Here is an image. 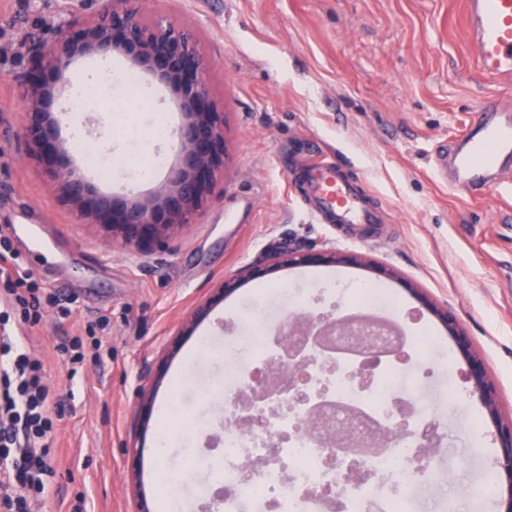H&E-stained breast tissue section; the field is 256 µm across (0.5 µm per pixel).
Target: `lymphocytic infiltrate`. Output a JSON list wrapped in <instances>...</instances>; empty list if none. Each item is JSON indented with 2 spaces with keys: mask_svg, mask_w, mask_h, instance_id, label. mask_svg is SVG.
<instances>
[{
  "mask_svg": "<svg viewBox=\"0 0 512 512\" xmlns=\"http://www.w3.org/2000/svg\"><path fill=\"white\" fill-rule=\"evenodd\" d=\"M8 255L0 251V281L6 300L21 307L28 321H37L39 300L28 278L14 276ZM0 512H33L44 491V478L53 471L48 439L53 420L48 412L49 391L43 365L27 353L0 348Z\"/></svg>",
  "mask_w": 512,
  "mask_h": 512,
  "instance_id": "1",
  "label": "lymphocytic infiltrate"
}]
</instances>
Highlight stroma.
Segmentation results:
<instances>
[{
    "instance_id": "35a3bbf8",
    "label": "stroma",
    "mask_w": 512,
    "mask_h": 512,
    "mask_svg": "<svg viewBox=\"0 0 512 512\" xmlns=\"http://www.w3.org/2000/svg\"><path fill=\"white\" fill-rule=\"evenodd\" d=\"M104 0H0V236L40 297L37 324L0 302L19 348L44 367L54 421V474L38 512H202L210 495L206 473H184L189 450L214 458L208 440L224 412L212 382L224 378V350L251 333L257 312L271 321L302 312H344L354 282L378 284L399 305L394 319L412 335L448 333L420 296L448 309L473 339L512 417V169L485 198L471 199L453 179L435 173L432 158L460 140L479 102L512 107V83L483 77L465 33L463 0H150L155 18L190 31L209 64L213 97L224 113V182L197 223L162 244L132 250L112 242L100 225L79 221L52 183L24 155V104L19 76L30 66V41L52 39L73 17L94 18ZM102 65L77 58L51 80L61 127L79 86ZM156 111L126 106L128 133L120 156L133 149L164 152L152 131L174 112V95L159 80L145 86ZM353 173L384 214L369 239L353 226L314 220L301 173L317 158ZM27 222L52 238L45 260L13 236ZM356 256L339 266L283 268L242 279L223 301L225 279L288 242ZM390 270L377 275L376 267ZM208 316L192 335L184 321L202 303ZM205 351L192 354L200 337ZM80 339L84 359L71 364L67 346ZM427 392L436 404L456 398L461 418L449 423L458 440L468 419L483 417L454 368L461 353L433 358ZM165 367L149 391L144 370ZM179 398L193 415L162 421V401ZM171 440L168 458L154 453L159 427ZM491 426L483 445L452 463L439 462V487L417 475L404 495L421 512L437 490L471 512L458 487L491 476L496 456ZM173 480L162 481V472Z\"/></svg>"
}]
</instances>
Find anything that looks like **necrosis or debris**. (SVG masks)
Instances as JSON below:
<instances>
[{
	"instance_id": "obj_1",
	"label": "necrosis or debris",
	"mask_w": 512,
	"mask_h": 512,
	"mask_svg": "<svg viewBox=\"0 0 512 512\" xmlns=\"http://www.w3.org/2000/svg\"><path fill=\"white\" fill-rule=\"evenodd\" d=\"M393 305L382 288L364 286L352 304L358 323L351 334L334 339L340 356L311 351V358L325 368L333 399L317 424L308 423L305 410L289 402L256 399L251 409H242L251 372L225 364L223 381L212 385L224 393V432L213 474L224 491L214 497L212 512H239L244 496L267 500L272 512H404V499L390 490L414 482L412 461L419 448L442 447L443 422L455 415L457 405L448 403L443 413L427 407L425 377L399 372L400 361L391 355L402 344L391 329L388 310ZM281 332L294 342L304 338L290 325L274 330L262 323L239 350L251 363L281 365L274 346ZM355 347L378 361L367 390L344 377L352 365L341 355ZM400 415L407 419L402 437L377 448L388 419ZM336 432L355 436V443L342 451L329 447L326 436Z\"/></svg>"
}]
</instances>
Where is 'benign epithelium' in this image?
Listing matches in <instances>:
<instances>
[{
  "label": "benign epithelium",
  "instance_id": "obj_1",
  "mask_svg": "<svg viewBox=\"0 0 512 512\" xmlns=\"http://www.w3.org/2000/svg\"><path fill=\"white\" fill-rule=\"evenodd\" d=\"M34 64L21 79L28 116V156L55 183L60 198L81 220L102 225L128 248L167 241L174 231L201 215L218 184L224 181V113L212 98L208 68L191 35L173 24L162 25L148 16L144 0H106L101 14L75 18L51 42L34 46ZM123 54L170 87L179 100L182 121L174 133L178 164L151 195L104 194L86 180L70 150L59 138L51 107L54 91L46 74L61 73L77 55ZM354 258L332 249L305 246L284 248L250 264L243 277H265L283 267L304 264H350ZM448 330L466 358L464 379L471 385L494 428L498 453L494 462L498 512H512V418L500 411V394L483 359L473 350L470 336L456 316L423 302Z\"/></svg>",
  "mask_w": 512,
  "mask_h": 512
}]
</instances>
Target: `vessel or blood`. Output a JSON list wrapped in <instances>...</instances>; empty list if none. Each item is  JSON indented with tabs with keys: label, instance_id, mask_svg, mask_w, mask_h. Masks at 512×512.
I'll return each mask as SVG.
<instances>
[{
	"label": "vessel or blood",
	"instance_id": "obj_1",
	"mask_svg": "<svg viewBox=\"0 0 512 512\" xmlns=\"http://www.w3.org/2000/svg\"><path fill=\"white\" fill-rule=\"evenodd\" d=\"M468 39L478 68L486 75L512 79V0H464ZM461 141L444 148L440 171H453L458 186L482 195L501 170L512 163V119L498 120L497 103L483 104ZM306 195L315 212L331 224L372 225L381 214L357 181L336 162L322 160L308 169Z\"/></svg>",
	"mask_w": 512,
	"mask_h": 512
}]
</instances>
